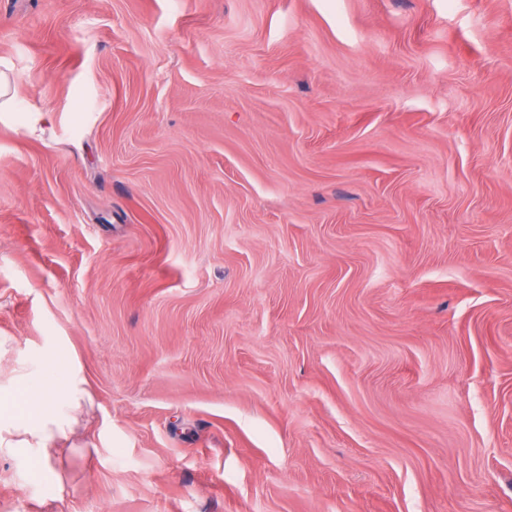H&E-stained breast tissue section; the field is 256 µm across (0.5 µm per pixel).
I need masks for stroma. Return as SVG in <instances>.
Here are the masks:
<instances>
[{
    "label": "stroma",
    "instance_id": "35a3bbf8",
    "mask_svg": "<svg viewBox=\"0 0 512 512\" xmlns=\"http://www.w3.org/2000/svg\"><path fill=\"white\" fill-rule=\"evenodd\" d=\"M0 512H512V0H0ZM14 373V388H23L26 411L14 413L0 397V452L37 448L48 459L67 439L75 422L71 414L82 407L85 391L74 376L67 382L68 363L63 360L45 363L38 372L20 365ZM61 402L68 413L61 410Z\"/></svg>",
    "mask_w": 512,
    "mask_h": 512
}]
</instances>
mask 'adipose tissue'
Here are the masks:
<instances>
[{
  "label": "adipose tissue",
  "instance_id": "obj_1",
  "mask_svg": "<svg viewBox=\"0 0 512 512\" xmlns=\"http://www.w3.org/2000/svg\"><path fill=\"white\" fill-rule=\"evenodd\" d=\"M14 373L26 410L17 414L0 402V452L35 448L43 458H50L66 440L74 422L72 414L81 408L85 391L77 379L68 378V364L63 360L45 363L37 372L21 365Z\"/></svg>",
  "mask_w": 512,
  "mask_h": 512
}]
</instances>
